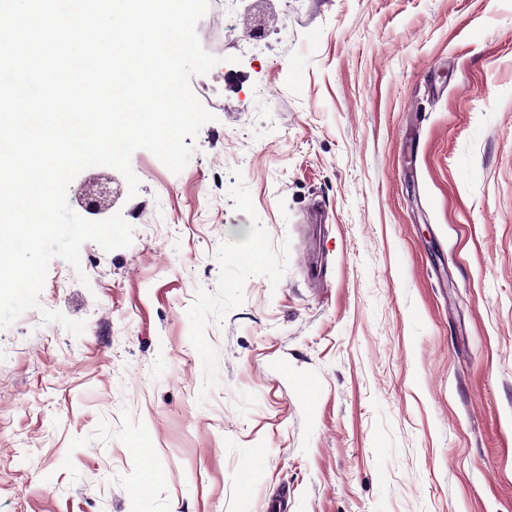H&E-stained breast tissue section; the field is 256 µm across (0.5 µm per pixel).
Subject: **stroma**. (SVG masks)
Here are the masks:
<instances>
[{
  "mask_svg": "<svg viewBox=\"0 0 512 512\" xmlns=\"http://www.w3.org/2000/svg\"><path fill=\"white\" fill-rule=\"evenodd\" d=\"M234 11L185 168L73 181L131 245L0 330V512H512V0Z\"/></svg>",
  "mask_w": 512,
  "mask_h": 512,
  "instance_id": "obj_1",
  "label": "stroma"
}]
</instances>
